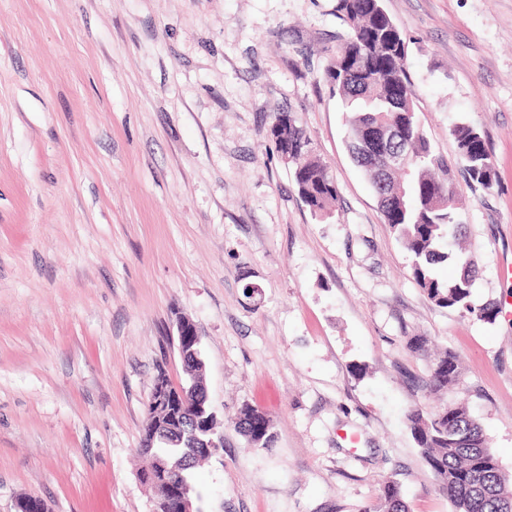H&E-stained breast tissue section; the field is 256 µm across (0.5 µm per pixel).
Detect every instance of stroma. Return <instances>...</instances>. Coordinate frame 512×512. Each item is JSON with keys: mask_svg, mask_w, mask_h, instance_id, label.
Wrapping results in <instances>:
<instances>
[{"mask_svg": "<svg viewBox=\"0 0 512 512\" xmlns=\"http://www.w3.org/2000/svg\"><path fill=\"white\" fill-rule=\"evenodd\" d=\"M383 4L435 152L456 159L459 122L492 152L491 188L456 183L494 322L428 299L348 154L336 0H0V512H153L141 424L158 364L186 381L181 315L224 434L201 512H365L387 480L453 512L416 406H465L512 476V0ZM282 111L337 187L326 217L275 148ZM414 336L459 355L447 393ZM247 403L271 450L234 428ZM233 424L253 448H272L275 438L274 424L264 410L245 404L239 410Z\"/></svg>", "mask_w": 512, "mask_h": 512, "instance_id": "obj_1", "label": "stroma"}]
</instances>
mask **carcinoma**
I'll use <instances>...</instances> for the list:
<instances>
[{
	"label": "carcinoma",
	"instance_id": "carcinoma-1",
	"mask_svg": "<svg viewBox=\"0 0 512 512\" xmlns=\"http://www.w3.org/2000/svg\"><path fill=\"white\" fill-rule=\"evenodd\" d=\"M336 16L347 33L339 39L325 77L348 114L350 157L368 176L384 222L411 256L414 278L428 298L440 307L472 312L470 297L481 268L473 256L448 251V241L459 240L464 231L456 212L454 168L461 167L468 182L483 188L496 178L485 137L477 127L458 123L451 129L458 149L456 163L436 154L411 108L413 85L405 42L382 0H336ZM387 123L399 126L405 135L410 172L398 168L383 178L377 170L382 160L370 159V139L377 127ZM271 132L277 151L294 165V180L305 204L316 215L328 214L329 201L338 197L337 188L326 166L313 155L311 139L297 118L291 112L275 113ZM449 262L460 268L452 281L438 275V269ZM183 364L193 407L196 396L203 393L202 362L192 357ZM460 373L457 354L446 349L429 358L423 383L434 392L446 391ZM233 424L250 446L272 448L274 424L264 410L245 404ZM406 424L455 512H512L508 479L490 452L481 426L465 407L435 411L415 407L407 412ZM139 452L149 459L143 473L146 484L163 463L180 473L177 483L189 485L191 468L183 465L184 458L189 454L197 462L205 458L194 448L160 440ZM379 500L381 512H409L394 481L383 483Z\"/></svg>",
	"mask_w": 512,
	"mask_h": 512
}]
</instances>
